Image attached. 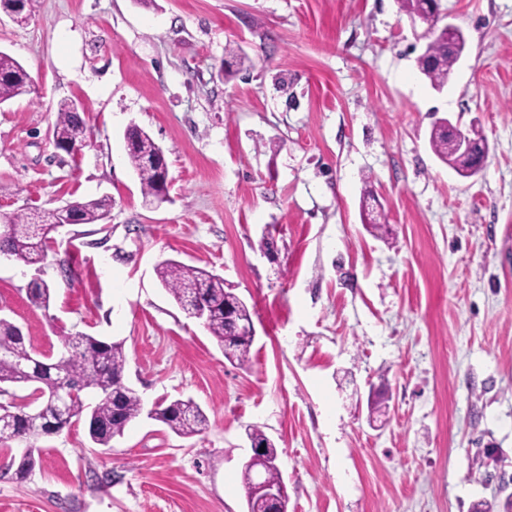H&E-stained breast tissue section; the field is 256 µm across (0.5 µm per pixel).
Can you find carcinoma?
<instances>
[{"label":"carcinoma","instance_id":"1","mask_svg":"<svg viewBox=\"0 0 512 512\" xmlns=\"http://www.w3.org/2000/svg\"><path fill=\"white\" fill-rule=\"evenodd\" d=\"M33 2L0 0V13L15 12L17 18L26 19L31 15ZM425 21L431 39L427 50L418 58V68L432 88L441 90L448 83L466 45H448V38L439 32L438 14L426 15ZM33 92V82L23 65L9 54L0 52V104ZM75 106L74 101H62L56 111L54 138L65 150L83 145L88 139L87 123L75 111ZM128 137L132 147L127 149V159L139 179L141 195L146 203L155 204L160 199L165 170L154 165L152 158L161 152V148L137 125L129 128ZM429 145L441 162H450L448 135L438 122L432 127ZM111 208L112 200L108 197L71 203V211L79 224H97L109 216ZM52 219L51 213L36 209L0 215V228L9 229L8 237L0 238V250L7 249L10 257L23 266L45 262L48 235L59 228ZM156 273L162 286L188 317L195 315L197 297L206 300L209 305L206 330L222 348L228 362L249 368L252 341L232 337V323L226 316L250 317L252 312L244 300L224 286V278L172 259L160 262ZM60 340L67 354L62 379L55 374L51 363L40 358L17 325L0 318V394L7 393L3 388L5 384L30 389L22 403H0L1 446L41 434L58 433L82 419L87 424L91 442L107 447L141 414L140 395L124 381L127 364L124 342H106L83 333L65 334ZM63 384L76 390L78 396L66 409L59 410L52 398ZM151 417L184 438L201 433L207 425L205 412L191 399L159 402L152 408ZM248 437L264 447V452L252 459L251 465L244 466V487H249L251 468L262 472L268 484H280L282 476L274 443L257 426L248 429Z\"/></svg>","mask_w":512,"mask_h":512}]
</instances>
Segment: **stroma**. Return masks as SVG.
<instances>
[{
    "mask_svg": "<svg viewBox=\"0 0 512 512\" xmlns=\"http://www.w3.org/2000/svg\"><path fill=\"white\" fill-rule=\"evenodd\" d=\"M441 9L467 47L439 91L396 0H36L0 19V51L36 88L0 104V214L112 199L103 223L53 232L45 263L0 259V317L47 354L64 333L124 341L146 411L190 398L208 417L191 438L145 412L106 448L81 420L13 442L0 512H246L253 426L278 449L288 512H506L512 0ZM230 45L247 60L227 80ZM64 99L90 131L78 155L54 142ZM441 118L485 137L478 176L431 151ZM133 124L165 154L162 206L128 163ZM368 190L388 229L363 224ZM165 259L247 302L250 369L162 287ZM30 446L22 479L7 463Z\"/></svg>",
    "mask_w": 512,
    "mask_h": 512,
    "instance_id": "1",
    "label": "stroma"
}]
</instances>
